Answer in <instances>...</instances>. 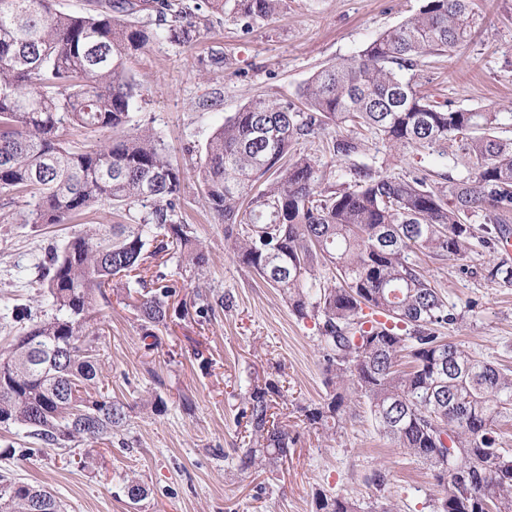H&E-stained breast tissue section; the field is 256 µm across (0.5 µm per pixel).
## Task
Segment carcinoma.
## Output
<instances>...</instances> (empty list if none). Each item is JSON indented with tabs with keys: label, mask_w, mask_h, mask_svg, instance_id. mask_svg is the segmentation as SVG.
Listing matches in <instances>:
<instances>
[{
	"label": "carcinoma",
	"mask_w": 512,
	"mask_h": 512,
	"mask_svg": "<svg viewBox=\"0 0 512 512\" xmlns=\"http://www.w3.org/2000/svg\"><path fill=\"white\" fill-rule=\"evenodd\" d=\"M280 0H234L250 26L272 17ZM224 0H97L67 12L56 0H0V194L30 193L27 224H67L91 209L131 212L134 224H105L50 251L43 268L51 316L16 337L0 362V424L63 448L112 441L126 404L103 390L90 314L119 276L146 283L151 255L208 262L192 227L179 218L180 169L149 129L130 126L139 88L124 60L150 41L191 42L195 11ZM152 10L156 28L140 24ZM476 20L468 0H426L419 13L385 31L359 54L313 75L303 106L254 99L212 135L199 159L206 207L224 223L238 261L276 288L299 318L320 319L318 347L328 384L320 407L303 409L325 428L352 414L349 386L368 404L379 433L428 466L444 495L431 512H512V371L443 335L462 317L430 285L416 251L460 257L493 249L512 212V140L493 135L498 112L430 103L415 76L433 55L454 57ZM66 124L102 134L92 146H67ZM349 127L352 133L343 134ZM388 147L448 154V141L476 159L474 177L433 187L425 175L396 178L354 168L342 189L294 146L327 136L331 159L363 149L360 130ZM482 211L494 226L469 224ZM483 277L512 286V266ZM166 285L138 293L146 335L164 322ZM371 310L368 317L364 309ZM96 389L90 395V389ZM276 386L249 394L254 446L243 468H271L287 456L288 429L269 422ZM316 512H361L321 490ZM0 512H61L44 488L0 474Z\"/></svg>",
	"instance_id": "obj_1"
}]
</instances>
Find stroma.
<instances>
[{
    "mask_svg": "<svg viewBox=\"0 0 512 512\" xmlns=\"http://www.w3.org/2000/svg\"><path fill=\"white\" fill-rule=\"evenodd\" d=\"M424 0H281L279 12L243 28L231 10L202 8L191 46L160 39L126 63L140 88L133 122L161 137L183 172L180 201L208 263L187 269L168 255L160 270L177 281L167 322L144 337L126 279H114L97 301L100 328L94 345L113 399L129 407L119 444L76 443L34 449L19 426L0 427V472L46 486L64 512H315L318 490L367 503L378 495L369 477L385 468L394 512H431L441 491L427 465L383 438L369 407L336 431L312 426L301 407L319 404L330 388L318 347L317 319L296 317L286 300L240 264L224 240V226L205 207L197 162L225 118L256 97L300 102L313 74L357 54L386 30L416 14ZM480 26L452 58H427L420 92L433 104L502 113L497 136L512 138V0H473ZM224 60L212 67V58ZM392 176L428 174L431 180L472 177L475 163L449 145L438 156L392 150L367 136L353 162L331 168L330 187L349 183L351 165ZM28 197H0V360L31 317L40 264L49 247L77 233L92 234L126 217L93 211L68 224H26ZM432 286L462 316L451 338L496 364L512 366V286L480 276L500 263L498 251L480 247L459 259L420 253ZM223 297L210 317L196 313L201 298ZM277 384L271 411L295 442L272 471L239 466L251 426L244 409L253 386ZM162 404H155V397ZM33 448L28 458L18 449ZM147 490L131 502L129 478Z\"/></svg>",
    "mask_w": 512,
    "mask_h": 512,
    "instance_id": "35a3bbf8",
    "label": "stroma"
}]
</instances>
